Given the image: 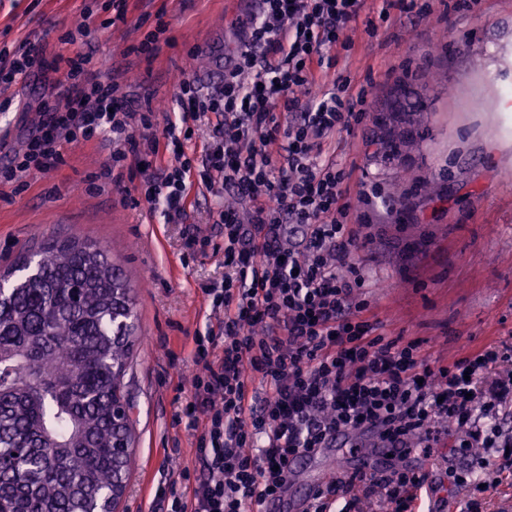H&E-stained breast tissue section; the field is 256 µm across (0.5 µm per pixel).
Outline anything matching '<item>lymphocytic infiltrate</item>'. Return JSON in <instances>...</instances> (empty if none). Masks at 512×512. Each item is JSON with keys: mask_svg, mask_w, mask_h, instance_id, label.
<instances>
[{"mask_svg": "<svg viewBox=\"0 0 512 512\" xmlns=\"http://www.w3.org/2000/svg\"><path fill=\"white\" fill-rule=\"evenodd\" d=\"M260 0L240 24V46L224 83H180L179 116L156 124L150 104L118 96L84 53L85 30L67 33L70 55H48L24 40L0 48V84L52 72V100L11 167L10 183L65 165L75 143L108 139L97 173L104 185L135 181L133 205L163 206L182 218L191 191L233 201L218 208L224 227V276L202 284L216 322L196 334L187 425L199 429L202 476L181 470V488L157 489L159 512H266L283 490L289 461L326 447L339 432L377 436L386 448H435L449 428L456 449L499 454L512 432L497 423L512 394V344L474 348L448 364L423 363L414 343L385 340L365 318L364 268L355 257L369 241L353 217L354 171L329 155L336 135L367 117L368 86L337 69L343 33L364 21L368 33L392 10L426 17L429 0ZM210 125L201 152H189L200 122ZM170 156L154 165L158 152ZM265 387L257 394L254 383ZM428 475L391 467L328 479L304 512H415Z\"/></svg>", "mask_w": 512, "mask_h": 512, "instance_id": "obj_1", "label": "lymphocytic infiltrate"}]
</instances>
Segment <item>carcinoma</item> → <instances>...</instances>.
Returning a JSON list of instances; mask_svg holds the SVG:
<instances>
[{
    "label": "carcinoma",
    "instance_id": "obj_1",
    "mask_svg": "<svg viewBox=\"0 0 512 512\" xmlns=\"http://www.w3.org/2000/svg\"><path fill=\"white\" fill-rule=\"evenodd\" d=\"M411 135L385 148L397 156ZM135 332L127 280L95 242L49 238L0 274V512H115Z\"/></svg>",
    "mask_w": 512,
    "mask_h": 512
}]
</instances>
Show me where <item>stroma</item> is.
Wrapping results in <instances>:
<instances>
[{
  "label": "stroma",
  "instance_id": "stroma-1",
  "mask_svg": "<svg viewBox=\"0 0 512 512\" xmlns=\"http://www.w3.org/2000/svg\"><path fill=\"white\" fill-rule=\"evenodd\" d=\"M110 0H0V46L45 39L49 53L66 52L60 38L86 28L92 63L110 71L120 93L150 98L159 120L176 109L181 80L200 79L233 56L237 26L256 0H134L126 24L102 28ZM165 22L160 49L149 62L129 55ZM350 51L338 69L353 83H371L368 118L336 139V157L367 173L385 194L403 200L388 213L353 194L368 222L362 251L369 286V319L385 339L415 342L425 362L449 363L473 346L512 343V0H482L475 14L451 0H430L424 19L393 14L368 35L357 23L345 32ZM423 89L425 136L392 156L373 138L398 86ZM39 83L7 89L13 104L0 112V168L9 164L40 119ZM107 142L74 145L59 170L0 183V269L51 235L91 238L107 246L134 297L138 329L126 382L136 447L122 512H151L155 490L182 468L198 472L195 432L177 415L191 395L192 349L210 308L203 281L224 273L220 252H189L187 225L213 235L218 198L206 196L188 221H166L161 210L137 208L94 177ZM437 183L433 193L399 182L400 169ZM456 430L432 449L429 475L446 512H463L468 494L448 475L468 470L473 456L454 453Z\"/></svg>",
  "mask_w": 512,
  "mask_h": 512
}]
</instances>
